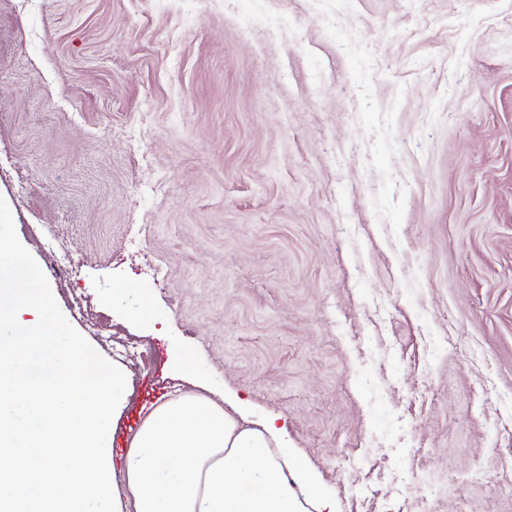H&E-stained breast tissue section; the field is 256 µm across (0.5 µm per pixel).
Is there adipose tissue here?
Listing matches in <instances>:
<instances>
[{"label": "adipose tissue", "mask_w": 512, "mask_h": 512, "mask_svg": "<svg viewBox=\"0 0 512 512\" xmlns=\"http://www.w3.org/2000/svg\"><path fill=\"white\" fill-rule=\"evenodd\" d=\"M121 460L133 512H336L276 417L247 427L202 394L151 409Z\"/></svg>", "instance_id": "adipose-tissue-1"}]
</instances>
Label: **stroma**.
I'll use <instances>...</instances> for the list:
<instances>
[{"instance_id": "obj_1", "label": "stroma", "mask_w": 512, "mask_h": 512, "mask_svg": "<svg viewBox=\"0 0 512 512\" xmlns=\"http://www.w3.org/2000/svg\"><path fill=\"white\" fill-rule=\"evenodd\" d=\"M0 198L115 452L190 346L336 512H512V0H0ZM45 254L47 267L50 268L56 275H77L78 267L72 255L67 253H59L50 244H47Z\"/></svg>"}]
</instances>
